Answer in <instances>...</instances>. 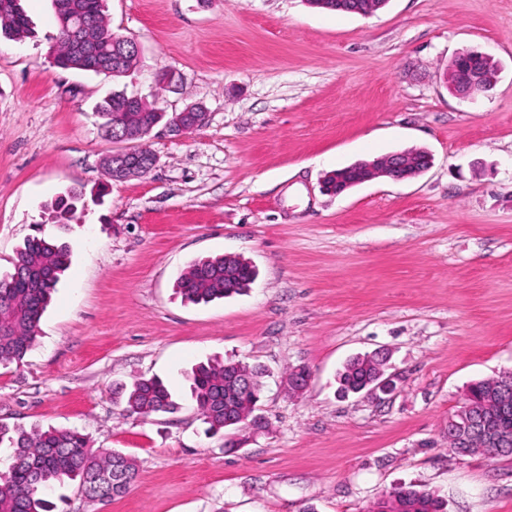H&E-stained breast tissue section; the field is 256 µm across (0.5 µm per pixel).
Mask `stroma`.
Here are the masks:
<instances>
[{
    "label": "stroma",
    "mask_w": 512,
    "mask_h": 512,
    "mask_svg": "<svg viewBox=\"0 0 512 512\" xmlns=\"http://www.w3.org/2000/svg\"><path fill=\"white\" fill-rule=\"evenodd\" d=\"M0 39V274L67 186L86 196L71 263L34 349L0 365V424L75 428L134 457L107 503L56 486L58 512H372L401 485L447 512H512V457L460 456L448 418L467 386L512 371V0H388L364 16L306 0H106L141 47L115 79L51 65L52 0ZM488 54L496 87L452 96L449 61ZM175 71L177 86L156 78ZM205 124L146 139L151 172L107 179L96 107L113 92ZM421 148L415 178L323 192L341 167ZM243 257L250 290L206 305L175 289L194 261ZM389 349L396 389L340 396L336 373ZM268 371L267 430L209 435L188 375L210 360ZM307 367L311 382L288 392ZM160 377L175 413L124 416L113 393Z\"/></svg>",
    "instance_id": "stroma-1"
}]
</instances>
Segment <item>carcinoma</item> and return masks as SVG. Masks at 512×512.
I'll list each match as a JSON object with an SVG mask.
<instances>
[{
	"label": "carcinoma",
	"instance_id": "carcinoma-1",
	"mask_svg": "<svg viewBox=\"0 0 512 512\" xmlns=\"http://www.w3.org/2000/svg\"><path fill=\"white\" fill-rule=\"evenodd\" d=\"M69 9L90 22L101 33L96 41H85L57 20L58 33L53 50L54 67L85 70L108 59L109 46L118 38L105 14V0H67ZM316 8L349 12L364 5V0H307ZM29 33V21L21 0H0V36L21 39ZM102 131L117 123L127 129L142 127L141 107L115 94L101 105ZM82 187H68L52 202L50 214L56 218V234L47 236L43 228L28 237L18 250L12 270L0 276V364L20 363L37 341L41 318L49 305L61 276L67 270L70 246L63 240L71 213L83 201ZM257 271L248 261L219 255L200 259L179 277L176 287L190 303H209L241 294L255 281ZM376 368L366 359L351 358L338 373L339 385L359 388L372 380ZM255 379L248 393L233 390L236 376ZM265 370L242 361H210L192 371L190 391L197 412L208 425L206 433L236 432V421L244 416L265 425L256 414L261 399ZM495 379L469 385L472 402L481 405L488 386ZM116 398L129 416L146 418L157 413H174L179 404L164 382L157 377L139 378L122 385ZM9 440L14 457L6 475L0 476V512H53L50 494L65 480L78 484L88 499L106 503L125 494L136 475L133 459L118 451L98 452L91 448L88 435L77 429L27 431L17 428L13 435L0 426V443ZM375 512H445V501L433 490L415 485L399 487L375 503Z\"/></svg>",
	"mask_w": 512,
	"mask_h": 512
}]
</instances>
